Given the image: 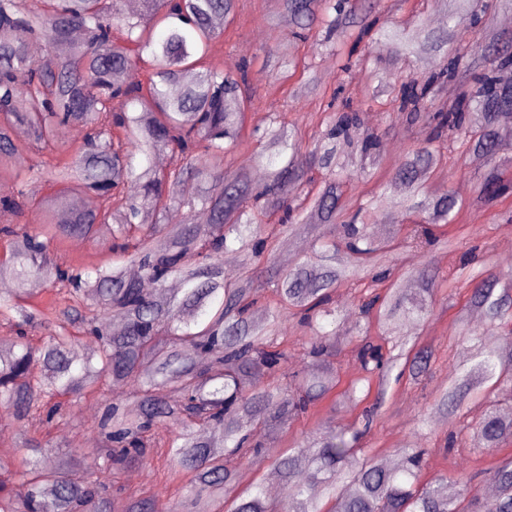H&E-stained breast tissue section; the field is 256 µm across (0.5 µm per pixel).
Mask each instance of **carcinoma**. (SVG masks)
<instances>
[{
    "instance_id": "carcinoma-1",
    "label": "carcinoma",
    "mask_w": 512,
    "mask_h": 512,
    "mask_svg": "<svg viewBox=\"0 0 512 512\" xmlns=\"http://www.w3.org/2000/svg\"><path fill=\"white\" fill-rule=\"evenodd\" d=\"M126 13L121 0H0V165L9 167L23 152L48 153L35 175L60 187L43 201L54 222L33 227L4 224L11 241L0 259V279L14 288L0 292V322L19 327L35 318L21 305L35 277L50 282L69 304L47 319V336L34 344L22 334L0 337V409L20 429L34 414L48 424L62 413L63 395L106 396L114 382L130 383L137 399L108 403L98 424L105 446L93 449L103 459L93 478L84 457L66 456L57 471L0 458V471L14 472L27 486L19 500L0 482V512H149L146 500L122 507L107 495L120 470L148 461L152 431L171 428L166 454L170 463L193 474L189 496L205 493L226 503L231 460L268 455L253 444L257 426L283 423L322 401L339 381L325 374L340 344V324L355 316L368 333L384 332L434 308L439 289L454 278L394 263L402 247L453 246L449 235L461 210L451 191L430 193L426 183L442 161L433 144L452 153L453 163L477 159L483 172L472 207L486 210L512 197L505 176V144L498 128L512 123V33L485 31L462 44L461 27L479 20L482 0H442L444 27L421 23L412 29L376 28L380 0H276V25L282 38L268 46L267 58L294 62L297 42L312 52L327 47L320 32L355 37L368 61L374 40L390 44L395 57L420 54L429 68L393 88L389 103L413 125L426 130L424 144L408 149L380 172L382 192L396 197L393 221H409L402 239L381 238L365 218H377L378 196L364 194L347 215L345 188L381 169L378 135L364 132L363 115L350 99L340 100L338 84L326 104L342 111L324 117L331 123L305 157L302 136L284 113L270 110L246 131L245 112L234 109L240 85L249 81L251 62L238 77L212 61L211 46L224 37L238 0H141ZM44 41L55 58L34 66L32 42ZM80 122L83 143L61 150L58 130ZM24 124L30 145L16 143L11 130ZM259 138L255 166L266 176L254 182L247 172L224 173V159L246 138ZM171 152L180 164L153 165L155 155ZM96 199L97 207L69 206L75 196ZM209 212L207 224L193 221L196 202ZM28 202L27 184L0 199V212ZM322 224L314 256L281 271L272 263L278 235H295L303 225ZM100 224L112 225L115 259L97 266L51 267L50 245L72 235L92 236ZM237 243L242 268L226 273L221 260L229 242ZM351 256L348 264L340 254ZM138 265L141 279L126 274ZM266 265L273 296L262 301L254 268ZM414 274L421 288L407 298L397 282ZM388 283L371 290L343 313L331 306L336 285L350 278ZM467 306L506 337L509 351L479 344L460 364L435 400L437 413H455L470 399L512 386V283L491 275L467 277ZM305 320L331 318L333 329L311 344L312 367L281 386L259 387L266 373L288 365V347L279 334L284 311ZM96 338V347L78 353L75 330ZM365 379L384 383L425 376L434 357L430 346L403 343L384 357L381 346L364 341L356 351ZM366 408L350 433H328L307 448L275 458L286 486L272 498L263 483L235 496L227 512H512V459L484 472L495 492L462 477L461 492L448 495L437 479L418 484L422 448H401L402 463L388 467L377 456L358 455L357 445L374 421ZM464 440L475 448L497 450L512 444V409L492 405L448 436V448Z\"/></svg>"
}]
</instances>
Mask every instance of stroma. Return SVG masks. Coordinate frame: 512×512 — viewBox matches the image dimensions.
Here are the masks:
<instances>
[{"instance_id": "stroma-1", "label": "stroma", "mask_w": 512, "mask_h": 512, "mask_svg": "<svg viewBox=\"0 0 512 512\" xmlns=\"http://www.w3.org/2000/svg\"><path fill=\"white\" fill-rule=\"evenodd\" d=\"M385 15L391 22L401 26H412L420 21H433L442 17V10L435 0H384ZM269 0H240L234 23L226 30L222 41L211 48L215 61L221 62L226 73L237 70L241 59L252 60L249 73L250 86L243 95L247 125L257 124L271 109L285 112L288 122L301 132L305 143H312L319 121L322 91L336 88L345 82V94L353 102L361 103L362 112L368 120L365 130L377 132L378 150L387 164H394L407 147L421 142L424 137L419 127L409 125L405 113L390 110L386 97L365 100L364 92L369 82L363 65L353 66L348 77H341L335 66L340 58L335 51L327 50L316 57L313 66L318 74L320 88L313 91L305 84L302 71H295L285 78L269 71L261 58L262 50L278 35L269 23ZM479 167L470 163L456 174H449L447 167H439L432 186L436 189L452 188L458 191L463 204L458 222L452 228L459 240L457 246H427L417 252H402L401 266H422L429 263L440 274L458 271L462 255L469 247H477L478 261L475 270L493 275L500 282H512V267L508 266L501 253V242L512 235V197L502 200L489 210L471 209L472 189L477 182ZM112 227H99L93 237L66 240L54 250L57 264L75 262L97 264L110 257ZM468 298L467 288L440 291L434 311L421 319H411L402 324L401 336L418 339L431 345L435 351L431 369L421 382L401 379L391 383L380 402L378 416L362 445L378 453L390 465L400 462L398 450L406 445L425 448L421 472V483L437 478L448 480L449 491L458 488L461 475L495 466L498 461L512 456V446L490 453L481 448H462L455 453H444L442 446L448 433L460 429L474 417L478 408L468 404L452 417L435 416L430 406L448 374L463 358L469 357L473 342L472 334H479L488 346H502L503 336L498 331L487 329L483 319L475 312H468L465 324H458L455 315ZM103 402L95 397L74 398L68 402L66 415L52 428H45L40 420L27 422L29 433L49 436L54 444L52 450L36 455V462L46 468H55L61 457L84 442L99 443L96 428L103 412ZM362 409L361 403L343 401L336 394H329L319 420L299 418L282 430L258 427L259 441L265 447L284 452L288 448L303 445L313 440L316 432H338L352 427ZM190 483L188 474L160 475L156 464L136 466L134 472L120 475L121 495L125 498L147 499L150 505L165 503L174 506L187 494Z\"/></svg>"}]
</instances>
